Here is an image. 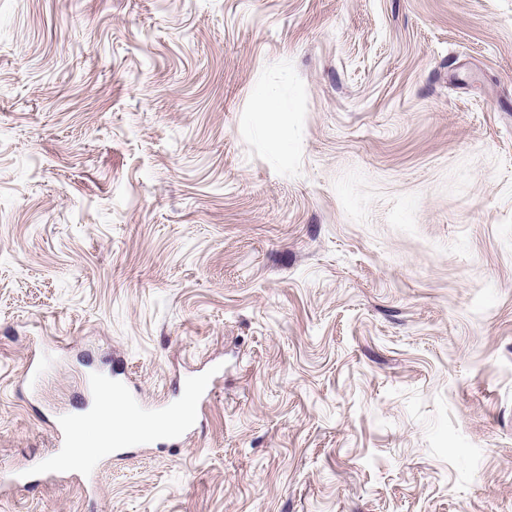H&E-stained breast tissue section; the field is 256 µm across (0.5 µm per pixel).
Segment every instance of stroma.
I'll list each match as a JSON object with an SVG mask.
<instances>
[{
  "mask_svg": "<svg viewBox=\"0 0 512 512\" xmlns=\"http://www.w3.org/2000/svg\"><path fill=\"white\" fill-rule=\"evenodd\" d=\"M0 512H512V0H0ZM120 406V402L114 398L112 399V409H110L108 405L104 404L99 418L95 424L96 428L92 438H88L86 435V432L89 429V425H87L88 408L84 410L81 415L70 416L60 426L63 430L59 433L62 447H69L73 445L77 439L80 427L87 425L86 428L81 432V440L84 443L88 440L107 441L112 445V454L123 451L129 443L128 437L125 434H128L131 431H138L143 433L144 426L140 419L121 412L119 410ZM115 416H121V421L116 422L114 420ZM113 429L118 431L121 429V432L125 434H113Z\"/></svg>",
  "mask_w": 512,
  "mask_h": 512,
  "instance_id": "35a3bbf8",
  "label": "stroma"
}]
</instances>
